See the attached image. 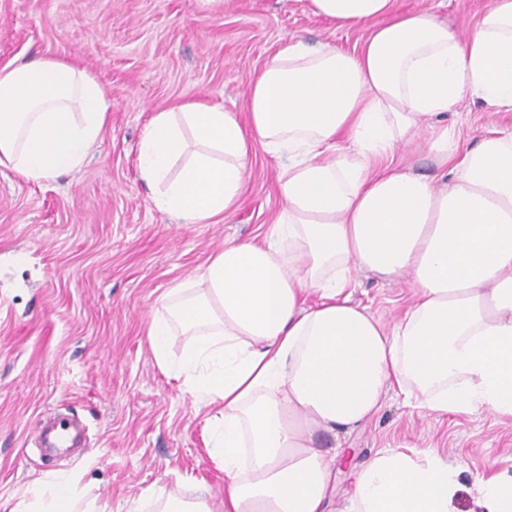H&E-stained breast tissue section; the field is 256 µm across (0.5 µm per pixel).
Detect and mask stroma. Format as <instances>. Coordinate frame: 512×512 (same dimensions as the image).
I'll list each match as a JSON object with an SVG mask.
<instances>
[{
  "mask_svg": "<svg viewBox=\"0 0 512 512\" xmlns=\"http://www.w3.org/2000/svg\"><path fill=\"white\" fill-rule=\"evenodd\" d=\"M491 0H397L467 33ZM369 26L339 30L308 0H228L217 14L198 0H0V67L41 56L71 61L102 84L105 128L80 171L39 183L0 169V512H14L46 475H73L78 506L156 512L171 496L224 497L204 412L157 365L147 332L162 297L225 241L263 240L284 207L277 166L254 148L239 207L218 224H184L159 210L138 151L153 113L204 101L244 112L251 81L278 45L359 47ZM446 122L458 152L482 131L512 128V112L464 98ZM353 300L392 323L412 299L406 281L357 272ZM58 413L87 426L85 448L43 458L34 434ZM342 442L329 512H342L359 465L406 447L458 465L456 512H483L481 477L512 474V419L488 412L423 415L390 391Z\"/></svg>",
  "mask_w": 512,
  "mask_h": 512,
  "instance_id": "obj_1",
  "label": "stroma"
}]
</instances>
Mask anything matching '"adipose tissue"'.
Returning a JSON list of instances; mask_svg holds the SVG:
<instances>
[{"label": "adipose tissue", "instance_id": "obj_1", "mask_svg": "<svg viewBox=\"0 0 512 512\" xmlns=\"http://www.w3.org/2000/svg\"><path fill=\"white\" fill-rule=\"evenodd\" d=\"M309 7L375 27L352 53L285 40L250 85L247 122L189 102L155 113L139 147L157 207L188 224L238 207L254 145L278 165L285 206L268 237L225 242L148 327L158 366L208 407L224 512H325L337 453L317 433L363 426L390 390L428 412L512 418V129L460 154L440 120L467 96L512 112V0H492L463 39L396 0ZM108 108L74 63L0 68V167L32 181L80 170ZM419 141L447 184L378 164ZM359 269L409 279L393 328L353 303ZM177 328L192 340L175 360ZM458 474L437 452H378L347 512H454ZM74 490L55 481L16 512H74Z\"/></svg>", "mask_w": 512, "mask_h": 512}]
</instances>
